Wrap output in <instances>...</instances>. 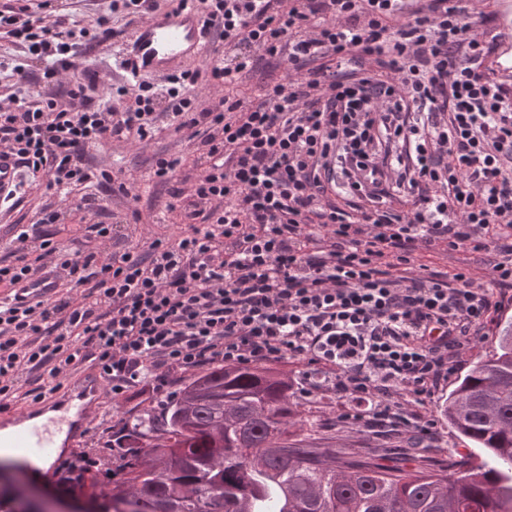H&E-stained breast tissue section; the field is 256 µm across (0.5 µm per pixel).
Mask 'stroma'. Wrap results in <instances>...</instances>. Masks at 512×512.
<instances>
[{"label":"stroma","instance_id":"obj_1","mask_svg":"<svg viewBox=\"0 0 512 512\" xmlns=\"http://www.w3.org/2000/svg\"><path fill=\"white\" fill-rule=\"evenodd\" d=\"M288 69L287 62L278 57H263L257 68L250 72L238 87L237 94L245 106L258 103L263 85L280 81ZM182 158L179 172L169 182L160 183L152 178V166L156 154ZM198 156L197 140L189 138L187 132H177L162 126L153 140L141 146L125 140H111L102 146L87 150L85 161L88 166H106L132 174L135 181L132 192L138 195L137 204L110 194L101 185L89 184L86 192L97 198L104 208L102 219L112 226V240L106 249L110 252H140L152 241L160 239L174 241L184 230L178 214L166 213L165 206L171 199L173 189L182 187L184 181L192 179L197 169L194 161ZM64 210L65 215L58 224H37V213L44 206ZM70 202L61 200L54 191L45 187L44 179H36L27 188L18 207L9 213L0 212V266L14 262L15 237L19 228L37 227L43 238L64 246L72 251L83 250L86 231L77 213L71 212ZM275 369L287 371L296 393L293 402L305 424L301 431L304 445L316 448H332L336 452H348L364 461H377L389 466H410L415 464H447L449 458L470 456L475 452L473 444L459 436L446 421L440 420V407L447 398L439 393L427 406L429 415L438 417V435L425 448H408L405 439L373 435L356 426L338 422L336 413L338 400L333 392L321 391L306 397L301 393L304 385L301 362L284 359L274 364ZM159 398L149 388H141L121 398H113L111 392H104L102 410L93 424L105 429L111 426H130L146 413L160 412ZM90 436L70 441L60 450L58 459L51 465L49 474H37L39 488L50 490L55 497L71 502L95 494L104 495L112 486V475L105 466L88 471L81 483H62L63 467L73 460L76 453L93 447Z\"/></svg>","mask_w":512,"mask_h":512}]
</instances>
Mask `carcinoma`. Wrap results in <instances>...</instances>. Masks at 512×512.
Instances as JSON below:
<instances>
[{"mask_svg": "<svg viewBox=\"0 0 512 512\" xmlns=\"http://www.w3.org/2000/svg\"><path fill=\"white\" fill-rule=\"evenodd\" d=\"M292 384L225 365L185 384L159 418L127 429L110 498L138 512H512V322L460 376L441 412L482 457L392 468L290 443ZM244 427L223 425L224 403ZM288 455L273 452L277 444Z\"/></svg>", "mask_w": 512, "mask_h": 512, "instance_id": "1", "label": "carcinoma"}]
</instances>
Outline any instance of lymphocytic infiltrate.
Here are the masks:
<instances>
[{"instance_id": "1", "label": "lymphocytic infiltrate", "mask_w": 512, "mask_h": 512, "mask_svg": "<svg viewBox=\"0 0 512 512\" xmlns=\"http://www.w3.org/2000/svg\"><path fill=\"white\" fill-rule=\"evenodd\" d=\"M194 2L224 43L205 70L107 88L85 70L63 101L52 87L77 68L80 44L74 29L44 23L63 0L0 10V29L46 64L44 90L24 96L31 75L15 65L17 90L0 104V150L21 181L126 196L121 172L85 164L88 148L148 142L163 124L202 147L199 174L166 206L189 226L173 242L104 258L112 227L101 221L74 253L18 233L0 282L16 288L53 267L70 290L0 301V398L24 366L43 375L28 391L40 403L87 362L113 395L147 383L167 396L176 376L216 363L291 358L313 378L308 393L331 372L340 421L435 439L424 408L512 296V83L488 66L498 39L459 0ZM157 8L110 0L90 39L116 38L115 13L136 23ZM263 54L284 58L288 74L247 107L232 90ZM203 85L225 94L201 107ZM432 249L487 255V280L428 270L418 258Z\"/></svg>"}]
</instances>
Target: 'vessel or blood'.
<instances>
[{"instance_id":"1","label":"vessel or blood","mask_w":512,"mask_h":512,"mask_svg":"<svg viewBox=\"0 0 512 512\" xmlns=\"http://www.w3.org/2000/svg\"><path fill=\"white\" fill-rule=\"evenodd\" d=\"M207 50L196 8L175 6L140 23L119 51L117 61L137 74L163 78L176 72L182 59L204 56ZM53 283L52 277L35 276L18 289V297L24 303L44 299ZM102 399L100 381L87 374L71 386L65 398L53 395L38 411L15 413L16 429L10 435H0V447L16 449L25 459L51 457L61 436L73 435L78 426L89 425L98 415Z\"/></svg>"}]
</instances>
